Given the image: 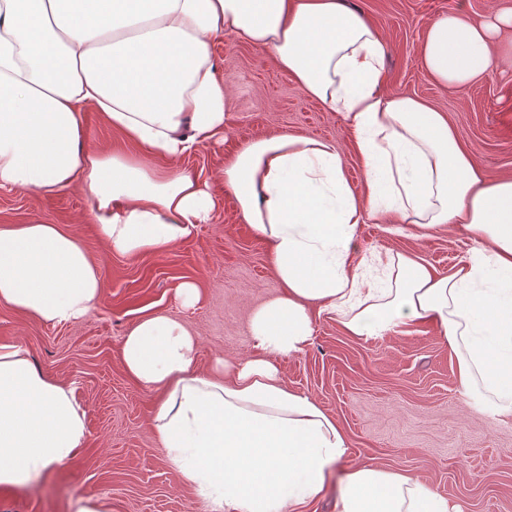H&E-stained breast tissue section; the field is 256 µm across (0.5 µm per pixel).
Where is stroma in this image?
Segmentation results:
<instances>
[{
  "label": "stroma",
  "mask_w": 512,
  "mask_h": 512,
  "mask_svg": "<svg viewBox=\"0 0 512 512\" xmlns=\"http://www.w3.org/2000/svg\"><path fill=\"white\" fill-rule=\"evenodd\" d=\"M345 2L385 42L384 90L444 112L488 178L512 177V57L504 56L499 73L482 83L447 88L427 78L420 50L429 21L454 10L457 0ZM211 50L218 79L232 92L224 138L178 167L218 199L212 223L198 225L166 253L128 257L106 249L91 219L93 201L80 188L51 195L0 190V226L65 228L99 267L104 286L90 312L69 325H47L0 306V344L21 345L41 373L73 383L89 429L85 447L41 480L0 486V512H75L77 501L89 496L104 498L110 512H209L152 433L160 396L124 372L123 337L147 314L184 320L199 337L194 371L200 376L215 359L235 363L255 355L250 316L282 287L269 244L243 223L224 188V163L242 144L271 135L333 141L352 191H366L355 135L339 113L300 89L268 50L228 34ZM83 128L87 149L135 152L94 108L84 109ZM355 245L362 256L403 252L445 274L475 242L447 224L422 228L387 218L358 225ZM185 281L200 293L189 310L174 294ZM275 363L288 386L317 401L349 441L347 459L332 468L321 497L305 512H333L344 474L369 462L418 476L465 512H512V417L492 416L462 392L456 357L432 323L358 339L347 336L335 316L317 315L310 345Z\"/></svg>",
  "instance_id": "stroma-1"
}]
</instances>
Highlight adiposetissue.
Masks as SVG:
<instances>
[{
	"label": "adipose tissue",
	"instance_id": "ef3b65f1",
	"mask_svg": "<svg viewBox=\"0 0 512 512\" xmlns=\"http://www.w3.org/2000/svg\"><path fill=\"white\" fill-rule=\"evenodd\" d=\"M512 14L474 23L432 19L421 47L427 76L458 90L490 78L512 43ZM270 51L275 65L357 135L367 195L351 191L333 143L278 135L245 143L224 186L265 240L284 291L250 318L257 357L192 368L199 339L181 321L140 318L121 345L124 371L161 401L154 436L182 483L210 512H282L315 502L348 453L336 421L281 378L270 355L301 352L313 312L369 338L421 320L457 356L458 383L494 415H512V180L487 179L444 114L386 93L384 41L344 0H0V190L93 199L106 248L161 253L210 223L207 184L143 158L179 161L224 137L230 94L211 43L223 33ZM93 107L140 157L90 151ZM452 224L475 249L448 275L390 251L357 257L358 224ZM103 293L98 267L55 224L0 229V305L45 324L83 319ZM86 411L19 345H0V485L40 477L85 445ZM336 512H462L411 473L371 463L347 472Z\"/></svg>",
	"mask_w": 512,
	"mask_h": 512
}]
</instances>
